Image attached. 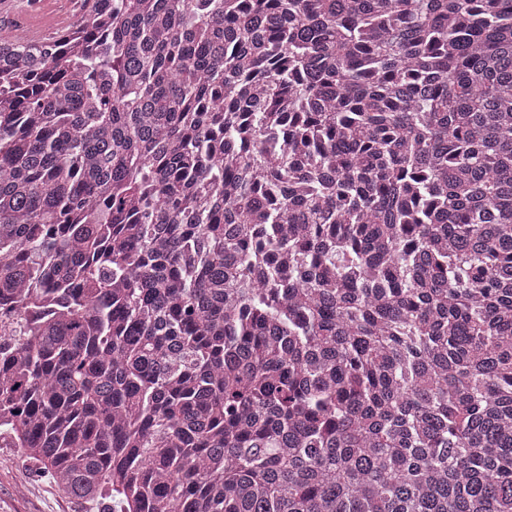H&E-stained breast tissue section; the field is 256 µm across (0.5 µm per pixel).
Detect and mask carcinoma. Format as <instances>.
<instances>
[{"label": "carcinoma", "instance_id": "cac0c4a2", "mask_svg": "<svg viewBox=\"0 0 512 512\" xmlns=\"http://www.w3.org/2000/svg\"><path fill=\"white\" fill-rule=\"evenodd\" d=\"M1 433L120 512H512V0L0 39Z\"/></svg>", "mask_w": 512, "mask_h": 512}]
</instances>
